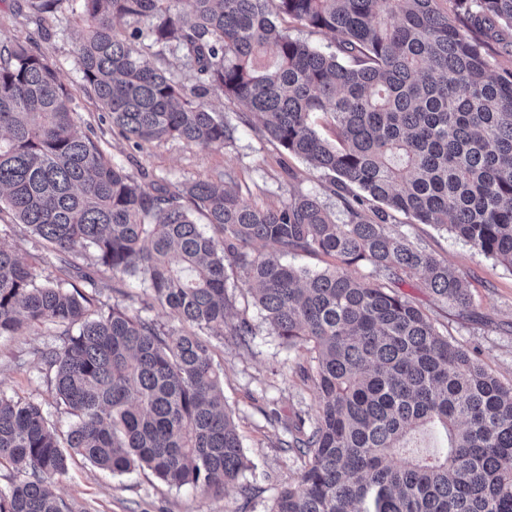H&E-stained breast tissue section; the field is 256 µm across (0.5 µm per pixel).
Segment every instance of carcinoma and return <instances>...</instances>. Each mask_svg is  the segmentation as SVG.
Returning <instances> with one entry per match:
<instances>
[{
  "label": "carcinoma",
  "mask_w": 512,
  "mask_h": 512,
  "mask_svg": "<svg viewBox=\"0 0 512 512\" xmlns=\"http://www.w3.org/2000/svg\"><path fill=\"white\" fill-rule=\"evenodd\" d=\"M27 2L43 29L61 0ZM80 2L90 22L77 49L84 81L127 141L226 147L256 119L330 179L347 220L310 194L259 208L209 181H138L78 133L73 96L43 56L0 41V205L83 288L97 292L82 260L140 278L142 310L156 301L182 324L165 330L119 304L94 309L82 287L40 281L0 243V337L43 327L60 339L38 360L56 410L71 418L61 432L41 401L0 392V465L16 471L0 512H87L47 485L74 455L113 473L146 467L177 488L239 482L248 459L211 343L254 336L247 319L228 321L230 270L283 343L312 353L299 373L319 396L316 415L286 428L281 444L302 469L269 512H512V385L378 280L416 276L471 305L447 263L384 233L393 212L512 268V72L493 76L483 45L437 0ZM454 5L473 28L512 37V0ZM280 15L339 36L336 49L292 37ZM116 18L149 27L121 39ZM144 36L158 50L135 49ZM167 50L194 64L189 97L156 65ZM215 89L244 106L238 121L209 107ZM319 113L334 139L317 129ZM258 242L276 252L255 251ZM297 253L341 265L313 273L280 260ZM358 264L376 278L349 275ZM427 426L444 431L443 451L395 462Z\"/></svg>",
  "instance_id": "1"
}]
</instances>
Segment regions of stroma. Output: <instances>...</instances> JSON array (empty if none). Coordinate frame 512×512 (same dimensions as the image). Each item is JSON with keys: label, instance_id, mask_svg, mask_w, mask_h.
I'll return each mask as SVG.
<instances>
[{"label": "stroma", "instance_id": "stroma-1", "mask_svg": "<svg viewBox=\"0 0 512 512\" xmlns=\"http://www.w3.org/2000/svg\"><path fill=\"white\" fill-rule=\"evenodd\" d=\"M465 35L482 42L493 74L512 71V48L485 38L469 28L452 0H439ZM89 26L79 15L78 0H61L51 22L50 35H42L30 10L16 12L14 0H0V40H31L38 52L56 70L61 82L72 91L81 116L79 130L97 137L114 160L132 176L147 180L163 178L173 184L198 180L218 181L230 172L236 178L241 199L250 205L280 207L298 194L318 195L333 214H341L340 200L328 179L310 171L299 158L268 142L259 124L240 125L233 145L200 149L177 140L147 143L135 148L113 133L106 112L84 89L85 82L76 48ZM391 234H405L415 245L445 260L463 278L473 305L463 311L435 297L421 281L402 276L395 289L419 308L454 345L473 352L482 364L504 384H512V269L486 258L471 243L430 224H413L404 216L386 224ZM0 243L25 259L42 255L38 265L42 279L60 280L64 274L54 256L43 254L37 238L22 224L14 223L8 212H0ZM96 277L97 305L115 303L132 309L141 307L144 285L140 279L116 280L107 268ZM232 319L247 318L254 327L249 346L235 337L214 340V358L224 376V398L235 412L249 467L236 487L223 493L205 494L190 486L177 488L157 478L150 470L114 474L75 458L67 471L52 481L55 493L66 501H79L90 512H267L280 488L296 483L302 463L281 448L283 422L296 414H315L318 393L312 383L297 374L300 364L309 362L303 348L283 344L247 289L235 291ZM46 330L27 329L0 339V391L9 395L33 396L42 401L59 430H67L69 419L56 411L47 385L38 370L37 350L56 344Z\"/></svg>", "mask_w": 512, "mask_h": 512}]
</instances>
